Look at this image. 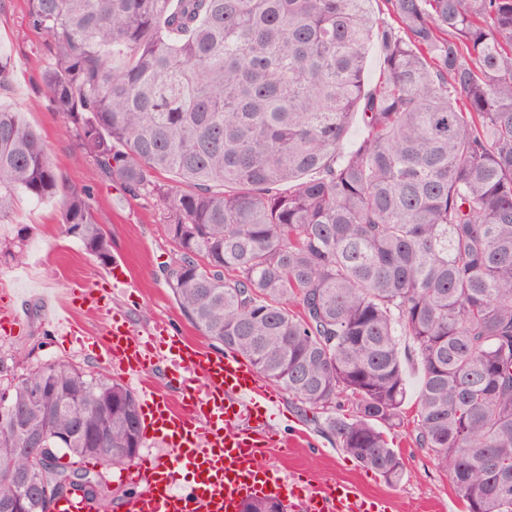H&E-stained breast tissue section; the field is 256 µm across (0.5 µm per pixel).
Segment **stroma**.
<instances>
[{"label": "stroma", "instance_id": "obj_1", "mask_svg": "<svg viewBox=\"0 0 512 512\" xmlns=\"http://www.w3.org/2000/svg\"><path fill=\"white\" fill-rule=\"evenodd\" d=\"M0 55L9 60V78L0 84V104L23 112L26 121L43 137L49 159L59 177L87 186L94 193V207L111 241L113 256L126 263V282L114 288L110 309L120 310L131 327L147 332L159 322L176 325L188 341L208 351L219 344L202 336L187 320L163 274L177 247L167 236L155 201L132 196L110 181L100 167L77 147L73 128L54 112L42 93V71L49 57L48 38L28 23L27 0H0ZM21 242L23 261L0 254V298L22 295L31 300L25 327L12 336L0 335V354L14 358L18 371L30 365L69 359L90 372H106L98 339L108 317L74 308V319L86 338L79 344L57 335L38 301L41 293L69 295L77 288L95 289L112 279V269L100 265L78 240L65 231L58 201L40 203L20 198L10 223L0 224V242ZM411 388L405 418L394 431L407 473L396 485L387 484L376 472L360 466L323 433L313 411L288 394H281L276 432L289 433L293 441L287 453L267 449L264 462L287 471L305 473L314 483L342 482L360 494L378 497L388 512H465L445 470L434 454L416 443L413 415L420 372L409 364Z\"/></svg>", "mask_w": 512, "mask_h": 512}]
</instances>
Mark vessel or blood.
Masks as SVG:
<instances>
[{
  "label": "vessel or blood",
  "instance_id": "b4317fda",
  "mask_svg": "<svg viewBox=\"0 0 512 512\" xmlns=\"http://www.w3.org/2000/svg\"><path fill=\"white\" fill-rule=\"evenodd\" d=\"M27 310L17 299L0 305V333L21 328ZM104 336L108 367L140 390L143 435L154 446L126 473L127 482L140 487L126 512H241L260 498L298 505L301 512H385V501L349 485L320 489L303 475L263 463L267 449L285 447L288 439L269 430L274 387L260 382L237 353L194 347L165 323L136 335L117 312ZM161 364L182 385L179 404L149 381Z\"/></svg>",
  "mask_w": 512,
  "mask_h": 512
}]
</instances>
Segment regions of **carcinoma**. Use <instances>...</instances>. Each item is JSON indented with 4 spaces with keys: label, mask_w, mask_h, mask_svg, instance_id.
I'll use <instances>...</instances> for the list:
<instances>
[{
    "label": "carcinoma",
    "mask_w": 512,
    "mask_h": 512,
    "mask_svg": "<svg viewBox=\"0 0 512 512\" xmlns=\"http://www.w3.org/2000/svg\"><path fill=\"white\" fill-rule=\"evenodd\" d=\"M371 2L28 0V21L81 152L161 207L191 324L389 484L417 363L418 444L466 512H512V0ZM21 195L60 197L67 233L112 262L93 192L0 105L1 224ZM142 443L121 382L0 358V512L27 496L51 512L74 476L106 510L87 463L130 464Z\"/></svg>",
    "instance_id": "1"
}]
</instances>
